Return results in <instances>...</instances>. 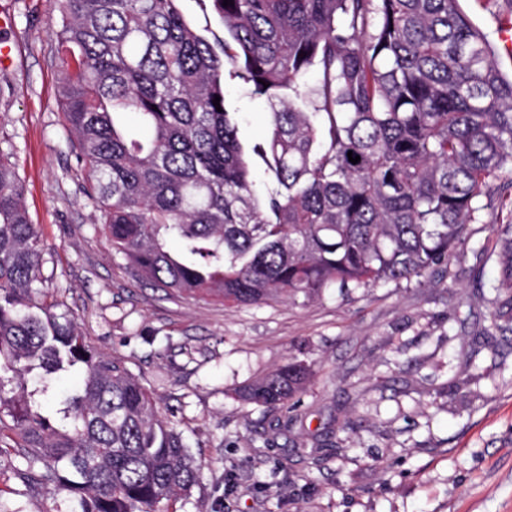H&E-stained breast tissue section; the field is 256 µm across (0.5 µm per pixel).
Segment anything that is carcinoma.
<instances>
[{
	"label": "carcinoma",
	"instance_id": "obj_1",
	"mask_svg": "<svg viewBox=\"0 0 512 512\" xmlns=\"http://www.w3.org/2000/svg\"><path fill=\"white\" fill-rule=\"evenodd\" d=\"M177 2L50 0L86 194L112 249L157 286L254 305L419 277L468 239L489 180L512 186V78L460 0H210L222 37ZM227 73L269 105L252 146ZM14 156L0 145V447L78 512H161L197 481L183 421L39 298L45 248ZM501 233L491 326L506 333L512 224ZM70 371L77 388L43 413L36 396ZM309 378L291 361L237 395L277 408Z\"/></svg>",
	"mask_w": 512,
	"mask_h": 512
}]
</instances>
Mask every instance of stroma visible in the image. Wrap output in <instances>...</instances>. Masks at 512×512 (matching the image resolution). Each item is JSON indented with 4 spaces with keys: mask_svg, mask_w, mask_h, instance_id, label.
Masks as SVG:
<instances>
[{
    "mask_svg": "<svg viewBox=\"0 0 512 512\" xmlns=\"http://www.w3.org/2000/svg\"><path fill=\"white\" fill-rule=\"evenodd\" d=\"M6 2L17 51L0 68V140L47 249L45 286L91 347L126 357L161 412L183 417L200 470L169 512H512V335L489 327L512 187L495 181L473 236L419 279L238 307L173 293L135 277L84 191L60 109L58 14ZM226 107L245 144L265 136L268 106L248 86L227 79ZM291 360L311 370L295 405L234 396ZM25 470L0 452L10 512H74L68 491Z\"/></svg>",
    "mask_w": 512,
    "mask_h": 512,
    "instance_id": "stroma-1",
    "label": "stroma"
}]
</instances>
